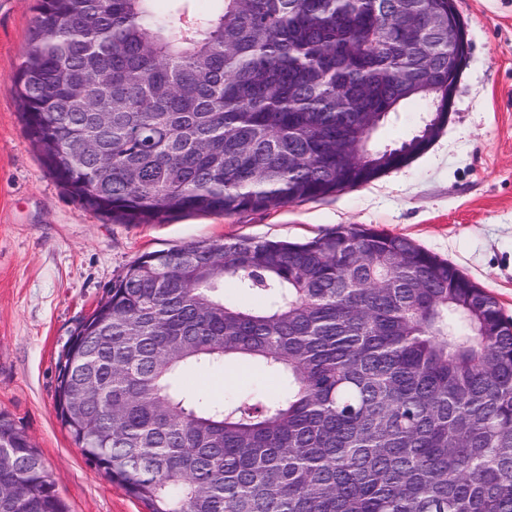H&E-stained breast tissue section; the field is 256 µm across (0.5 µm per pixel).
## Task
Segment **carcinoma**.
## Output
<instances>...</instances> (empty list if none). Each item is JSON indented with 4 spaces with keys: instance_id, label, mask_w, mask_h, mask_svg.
I'll use <instances>...</instances> for the list:
<instances>
[{
    "instance_id": "cac0c4a2",
    "label": "carcinoma",
    "mask_w": 512,
    "mask_h": 512,
    "mask_svg": "<svg viewBox=\"0 0 512 512\" xmlns=\"http://www.w3.org/2000/svg\"><path fill=\"white\" fill-rule=\"evenodd\" d=\"M37 0L11 85L49 172L122 224L272 210L368 182L424 149L385 124L448 84V41L415 46L403 0ZM112 76V99L94 92ZM79 80L91 93L70 102ZM112 111V127L97 117ZM92 136L112 158L76 168ZM263 299H224V282ZM58 361L55 415L148 512H512V321L408 238L340 224L306 241L239 237L146 252ZM258 363L281 394L193 395L180 378ZM0 512H68L0 412Z\"/></svg>"
}]
</instances>
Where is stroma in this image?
I'll return each mask as SVG.
<instances>
[{
  "mask_svg": "<svg viewBox=\"0 0 512 512\" xmlns=\"http://www.w3.org/2000/svg\"><path fill=\"white\" fill-rule=\"evenodd\" d=\"M36 0H0V411L30 439L69 512H147L87 464L54 411L57 361L78 323L140 255L214 238L306 239L339 224L404 236L448 260L512 319V0H456L469 50L429 148L370 183L267 211L115 224L49 174L10 92ZM201 396L263 401L254 366L189 373Z\"/></svg>",
  "mask_w": 512,
  "mask_h": 512,
  "instance_id": "1",
  "label": "stroma"
}]
</instances>
